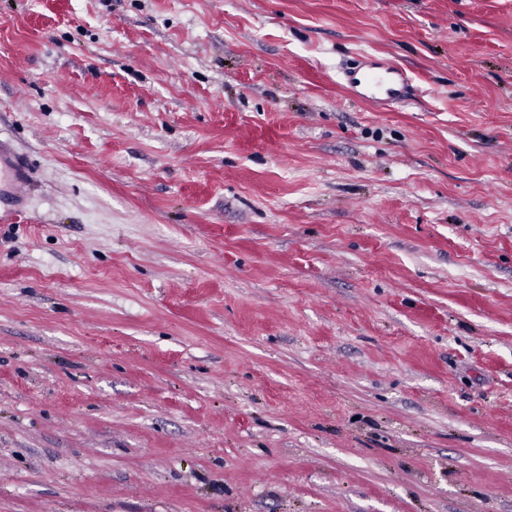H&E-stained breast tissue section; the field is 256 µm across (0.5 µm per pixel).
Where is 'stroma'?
Wrapping results in <instances>:
<instances>
[{
    "instance_id": "1",
    "label": "stroma",
    "mask_w": 512,
    "mask_h": 512,
    "mask_svg": "<svg viewBox=\"0 0 512 512\" xmlns=\"http://www.w3.org/2000/svg\"><path fill=\"white\" fill-rule=\"evenodd\" d=\"M0 139V512H512V0H0ZM346 77L349 87L378 109L390 106L409 92V78L406 73L390 63L366 60L348 72ZM28 169L12 151L6 141L0 139V203L8 201L10 208L0 218L6 219L24 210Z\"/></svg>"
}]
</instances>
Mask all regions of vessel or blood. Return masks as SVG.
I'll use <instances>...</instances> for the list:
<instances>
[{
	"mask_svg": "<svg viewBox=\"0 0 512 512\" xmlns=\"http://www.w3.org/2000/svg\"><path fill=\"white\" fill-rule=\"evenodd\" d=\"M349 87L360 93L376 108H384L404 98L409 92V79L399 67L390 63L361 62L348 72ZM28 170L6 141L0 140V200L8 201L9 215L23 211Z\"/></svg>",
	"mask_w": 512,
	"mask_h": 512,
	"instance_id": "obj_1",
	"label": "vessel or blood"
}]
</instances>
